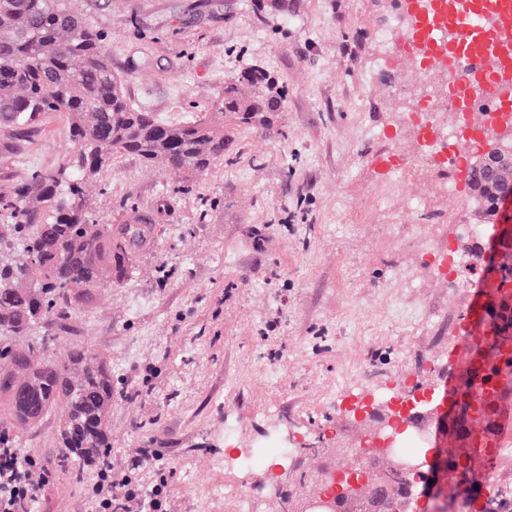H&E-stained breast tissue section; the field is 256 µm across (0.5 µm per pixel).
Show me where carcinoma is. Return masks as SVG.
<instances>
[{"label": "carcinoma", "instance_id": "cac0c4a2", "mask_svg": "<svg viewBox=\"0 0 512 512\" xmlns=\"http://www.w3.org/2000/svg\"><path fill=\"white\" fill-rule=\"evenodd\" d=\"M282 90L258 68L224 82L211 108L183 124L160 121L133 105L126 80L112 71L103 35L65 0H0V127L18 144L44 112H62L77 153L68 166L33 168L9 202L12 223L0 224V448L17 447L19 435L58 411V441L49 471L72 460L111 462L108 430L112 372L106 359L73 347L48 361V336H33L40 323H58L68 311L93 299L103 283H121L132 268V251L153 244L154 225L93 224L83 213L81 180L101 174L116 154L171 169L186 181L204 175L224 159V124L258 128L280 110ZM512 181L505 167L493 181L468 183L475 223H492L498 199ZM494 342L484 343L482 363L492 373L512 356V310L491 316ZM449 493L468 498L464 460L448 466ZM385 489L370 480L339 507L363 499L393 512Z\"/></svg>", "mask_w": 512, "mask_h": 512}]
</instances>
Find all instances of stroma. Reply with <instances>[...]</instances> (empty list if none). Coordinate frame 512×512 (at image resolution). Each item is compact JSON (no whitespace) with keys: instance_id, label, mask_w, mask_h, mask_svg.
Returning a JSON list of instances; mask_svg holds the SVG:
<instances>
[{"instance_id":"stroma-1","label":"stroma","mask_w":512,"mask_h":512,"mask_svg":"<svg viewBox=\"0 0 512 512\" xmlns=\"http://www.w3.org/2000/svg\"><path fill=\"white\" fill-rule=\"evenodd\" d=\"M393 2L288 0L258 23L255 0H68L103 34L131 101L164 122L194 120L253 65L284 91L270 126L231 131L232 161L194 182L117 155L86 189L88 220L144 216L155 242L54 327L50 351L106 357L112 459L146 478L139 449H162L171 512H242L241 495L271 481L280 493L261 508L285 512L319 495L330 467L356 468L390 409L441 400L458 369L448 342L485 274L458 225L472 218L467 186L448 194L447 164L426 157L395 105L417 71L368 76ZM74 153L60 112L20 148L0 131V193ZM272 436L295 454L241 467L240 453ZM478 444L488 461L471 464V505L414 499L413 479L400 512H478L490 496L512 512V433ZM95 480L70 463L29 512H94Z\"/></svg>"}]
</instances>
